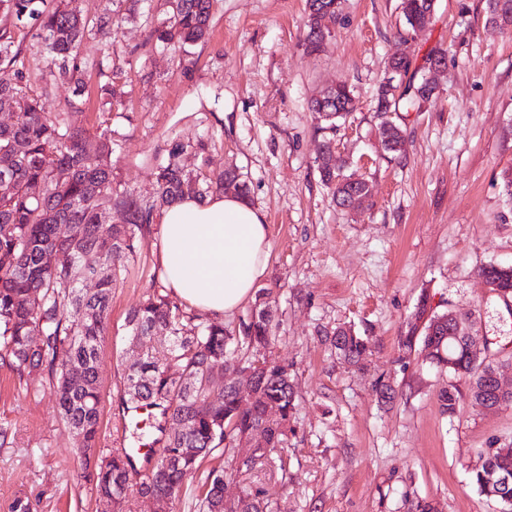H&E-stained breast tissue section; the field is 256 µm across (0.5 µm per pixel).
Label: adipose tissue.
Wrapping results in <instances>:
<instances>
[{
  "instance_id": "obj_1",
  "label": "adipose tissue",
  "mask_w": 512,
  "mask_h": 512,
  "mask_svg": "<svg viewBox=\"0 0 512 512\" xmlns=\"http://www.w3.org/2000/svg\"><path fill=\"white\" fill-rule=\"evenodd\" d=\"M163 279L190 306L220 318L253 295L271 251L265 214L246 199L185 197L161 214Z\"/></svg>"
}]
</instances>
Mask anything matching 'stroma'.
Listing matches in <instances>:
<instances>
[{"label":"stroma","mask_w":512,"mask_h":512,"mask_svg":"<svg viewBox=\"0 0 512 512\" xmlns=\"http://www.w3.org/2000/svg\"><path fill=\"white\" fill-rule=\"evenodd\" d=\"M400 0H344L326 52L306 54L305 0H213L209 37L181 51L150 38L166 0H68L88 18L122 16L104 43L82 44L87 57H110L107 76L84 75V105L73 127L113 130L115 183L140 199L172 142L203 141L185 155L201 177L232 168L249 201L266 214L272 242L259 283L278 324L266 357L286 364L295 411L273 462L231 484L228 498L259 492L266 512H499L470 482L483 448L512 446V406L486 412L465 381H451L424 354L399 346L421 299L436 313L478 321L486 359H512V299L489 292L478 275L512 265V34L490 27L485 0H436L417 53L448 51L431 103L396 112L405 152L381 148L375 90L404 29ZM111 83L115 96L102 94ZM355 89L354 109L336 130L347 173L372 186L371 204L337 207L315 158L323 141L308 105L338 83ZM160 226L150 224L134 253L120 254L98 382L104 447L132 443L124 417L125 374L137 360L129 311L161 278ZM352 327L368 342L356 367L337 355L332 333ZM395 392L376 397L379 384ZM460 393V413L443 415L438 395ZM78 442L48 385L25 383L0 365V512H99L83 478Z\"/></svg>","instance_id":"35a3bbf8"}]
</instances>
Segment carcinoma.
Here are the masks:
<instances>
[{
  "mask_svg": "<svg viewBox=\"0 0 512 512\" xmlns=\"http://www.w3.org/2000/svg\"><path fill=\"white\" fill-rule=\"evenodd\" d=\"M341 0H306L307 22L303 36L305 51L323 52L322 29L338 19ZM212 0H169L168 16L153 28L152 36L164 46L182 48L206 39L211 21ZM430 0H401L400 10L407 30L425 24ZM0 13L15 24L34 31L47 61L49 80L40 94L29 93L22 45L7 28L0 29V64L15 69L13 83L0 82V112H11L15 119L0 124V180L10 189L0 193V360L8 363L21 380L47 377L64 423L79 442L85 460L98 456L99 463L85 478L99 498L112 500V512H121L127 498L124 491L129 478L141 495L166 499L165 512H172L180 501L186 482L194 478L202 460L225 439L244 437L257 427L276 439L275 446L240 463L229 462L221 471L206 478L200 512H224V479L251 469L257 461L273 456L284 442L288 421L295 410V394L290 376L282 364L267 361L264 381L256 387L252 407L236 404L233 384H222L236 362L239 347L266 348L275 339V323L266 304L247 325L248 333L238 340L227 335L221 323L195 321V316L167 295L148 297L128 315L132 339L144 343L152 334L163 331L167 342L148 346L142 361L126 374L125 410L134 411L142 402L156 409V422L149 425L148 437L154 447L139 471L125 448L99 446L101 430V393L98 367L105 321L112 302V288L121 269L115 265L118 253H132L138 235L153 223L156 212L186 195L203 198L214 191L233 192L247 197V187L236 171L230 169L215 180L201 182L185 171L182 157L196 150L194 144L174 142L167 164L156 177L152 203L141 202L124 190L119 201L118 222L102 223L112 213L114 178L112 175V130L105 128L94 137L69 124V112L80 108L83 100H70L63 107L52 105L50 86L57 82L80 87L88 70L101 73L109 67V55L86 59L79 46L87 33L96 30L112 37V27L122 22L110 16L89 20L68 8L64 0H0ZM497 16L498 26L512 30V0H487V16ZM447 60L440 46L430 48L416 63L414 55H394L387 67L420 74L422 94L394 99L377 89L375 111L381 125H389L385 151L399 155L404 151L402 127L389 120L390 112L421 109V102L432 98L426 87L425 65ZM353 94L345 83L325 89L311 101V111L322 115L323 129L332 130L336 121L351 111ZM321 181L333 189L336 204L354 195L368 200L369 189L353 185L345 174V164H317ZM62 255L54 266L45 261L49 254ZM98 257L99 268L85 266L83 255ZM480 274L499 281L501 290L512 296V272L482 267ZM96 278V288L87 292L81 283ZM433 315L422 330L411 327L401 337V348L438 346L432 363L448 375L465 379L469 386L483 385L489 400H499L488 372L492 364L475 362L468 342L448 337V324L432 326ZM40 334V343L32 336ZM336 351L347 361L362 364L367 351L363 337L354 332L332 339ZM81 362L80 375L64 371L66 362ZM173 362L178 371L198 377L188 386L166 370ZM278 401L285 414L278 420L265 417V402ZM440 408L450 417L460 411L459 391L453 384L439 397ZM192 448L194 452L182 453ZM481 468L471 474V484L483 496L501 501L500 476L512 472V447L481 450ZM229 512H266L259 493L244 490Z\"/></svg>",
  "mask_w": 512,
  "mask_h": 512,
  "instance_id": "cac0c4a2",
  "label": "carcinoma"
}]
</instances>
